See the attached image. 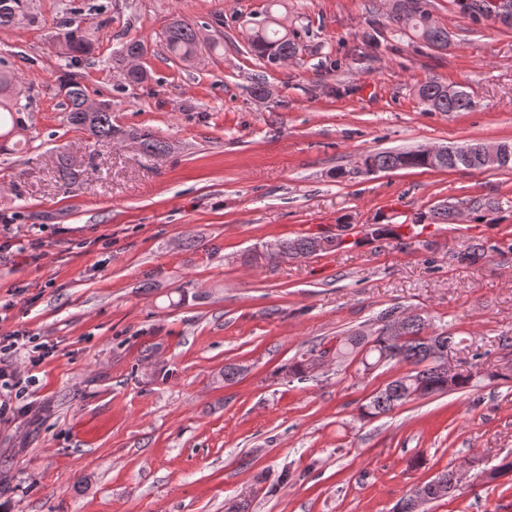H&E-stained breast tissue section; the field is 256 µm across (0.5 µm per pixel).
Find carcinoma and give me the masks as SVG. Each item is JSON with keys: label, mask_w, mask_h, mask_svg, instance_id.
<instances>
[{"label": "carcinoma", "mask_w": 512, "mask_h": 512, "mask_svg": "<svg viewBox=\"0 0 512 512\" xmlns=\"http://www.w3.org/2000/svg\"><path fill=\"white\" fill-rule=\"evenodd\" d=\"M24 16L28 22H35L32 13V0H0V28L15 25V17ZM389 20L398 30H410L417 37L434 47L448 44V31L436 25L430 19V13L425 8L424 0H395V7ZM99 27L84 25L81 21L68 20L59 29L56 38L64 41L71 49L69 57L79 61L93 54L99 41ZM160 38L168 53L175 59L191 63L196 60L199 51L197 31L192 24L180 17L172 18L162 29ZM248 44L251 53L270 63L272 59L281 62L288 60L298 51L295 37L288 33L272 28V22L263 20L250 29ZM20 77L16 70L0 60V127L8 124L10 128L5 135L21 130V121L17 115L27 111L29 103L22 102L18 96L17 87ZM59 89L63 91L64 122L75 129H80L97 142H110L115 133L112 126V106L104 101L95 112L85 108L87 94L84 85L72 74H67L61 80ZM419 99L434 112H468L475 106L473 96L463 87H458L452 94L448 86L435 80L422 83L417 90ZM146 153L161 156L166 152V145L152 134L136 133ZM462 156L449 160L442 169L448 171L481 169L483 163L480 154V143L471 142L458 147ZM366 159L372 166L381 171L397 169L421 168L422 158L413 151H378L370 153ZM58 175L67 186H73L78 179V170L69 162L66 156H61L58 165ZM316 237L305 236L293 240L279 241L278 252L265 256L270 263H279L297 250L310 249L314 246ZM429 323L424 319H413L401 326L399 333L379 332L375 336H364L360 331H354L336 339L334 355L338 363L343 364L360 358L364 370L394 363L406 365L408 369L401 376L390 381L384 388L372 395L360 407L363 417L374 418L385 416L408 401V390L417 379L422 384L421 393L424 396L461 390L469 387L472 375L461 374L453 382H448V371L441 368L436 361L429 359L431 346L448 347L463 342L454 334L444 330L427 335Z\"/></svg>", "instance_id": "carcinoma-1"}]
</instances>
